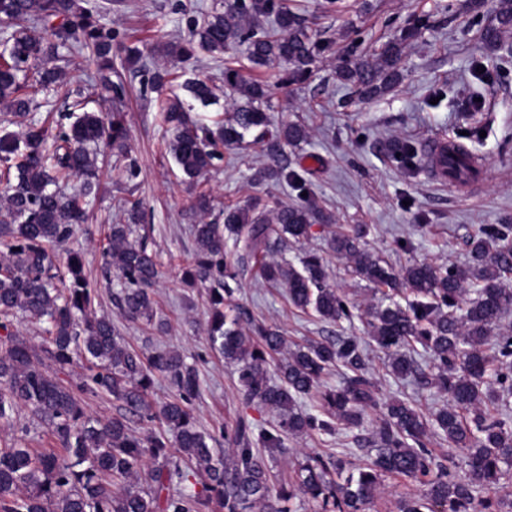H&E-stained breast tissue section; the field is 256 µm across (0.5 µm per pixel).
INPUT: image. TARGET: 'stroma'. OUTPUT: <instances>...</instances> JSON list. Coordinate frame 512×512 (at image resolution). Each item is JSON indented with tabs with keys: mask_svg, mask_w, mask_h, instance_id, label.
Listing matches in <instances>:
<instances>
[{
	"mask_svg": "<svg viewBox=\"0 0 512 512\" xmlns=\"http://www.w3.org/2000/svg\"><path fill=\"white\" fill-rule=\"evenodd\" d=\"M223 0H78L99 24L110 29L115 44L135 47L145 55L143 70H125L121 58L113 68L120 74L128 144L138 163L136 176L113 165L100 170L103 192L91 199L89 218L76 229L84 252L85 272L96 289L93 316L115 323L136 351L180 353L198 370L200 394L194 417L201 430L223 441L224 429L244 415L267 428L278 421L275 412L245 404L233 366L210 345L206 287L189 286L183 273L196 257L191 232L197 216L192 208L195 189L174 162L167 127L158 111L160 94L154 88L155 71L168 69L189 78L224 86V69L243 68L257 80L274 84L275 122H300L308 137L299 145L273 148L269 139L247 134L242 143L224 149L221 160L204 181L213 199L210 220L225 206L254 198L286 204L308 198L334 219L314 226L312 237L287 245L282 258L294 261L305 251L319 253L329 272V284L343 289L360 311L377 306L381 292L354 277L328 246L331 232L356 224L368 227L369 249L394 269L409 262L468 266L470 241L479 227L512 222V31L498 49L486 48L480 31L488 22L495 0H336L327 12L323 0H288L301 14L309 31L333 43L312 78L305 84L277 86L274 68H253L244 54L229 51L203 55L179 63L164 47L192 37L194 22L221 8ZM421 35L409 41L399 64L402 77L389 92L369 101L359 100L336 79L335 52L348 49L372 54L399 38L414 23ZM65 71L55 91L38 95L36 120L56 127L62 114L76 102L111 111V101L98 96L101 74L95 63L81 56H65ZM481 99L483 107L469 112L466 102ZM440 138L465 144L484 164V174L472 190L459 193L433 180L425 166L402 167L390 144L402 140L424 144ZM286 162L307 180L306 195L286 182L264 181L260 171ZM142 204L139 233L160 264L161 276L151 290L155 317L136 323L121 318L113 295L118 279L107 278L103 253L110 225L128 221L125 203ZM410 241V250L399 241ZM235 302L246 307L259 323L284 337L286 350L326 336L360 337L366 363L383 398L418 404L426 414L436 413L443 395L418 385L413 378L388 373L385 353L366 335L361 322L331 324L288 302L285 289L259 279L252 265L240 269L231 281ZM375 414L361 426L333 435L319 433L290 437L286 452L264 450L276 486L292 488L294 471L306 458L334 456L355 471L375 454Z\"/></svg>",
	"mask_w": 512,
	"mask_h": 512,
	"instance_id": "stroma-1",
	"label": "stroma"
}]
</instances>
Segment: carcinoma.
Instances as JSON below:
<instances>
[{
	"instance_id": "1",
	"label": "carcinoma",
	"mask_w": 512,
	"mask_h": 512,
	"mask_svg": "<svg viewBox=\"0 0 512 512\" xmlns=\"http://www.w3.org/2000/svg\"><path fill=\"white\" fill-rule=\"evenodd\" d=\"M54 40L27 33L54 19ZM512 30V0H499L481 38L495 49ZM419 33L414 25L370 56L347 51L336 57V78L361 99L390 89L399 79L405 42ZM331 43L317 40L285 0H224L223 10L204 15L192 39L168 46L167 54L183 61L201 52L241 48L256 67L280 66L279 83L301 85L313 75ZM90 51L98 65L112 68V32L79 11L76 0H0V106L13 114L32 110L30 61H39L37 84L48 90L63 78L53 64L61 51ZM168 70L154 76L162 91L175 84L203 107L215 103L204 80L178 82ZM224 87L235 105L224 126L213 129L190 115L178 94L163 99L160 111L172 133L169 151L189 183L197 184L223 155L224 146L240 142L252 130L289 145L307 138L304 125L272 126L270 85L238 69L224 70ZM124 112L83 111L68 130L51 137L30 121L20 134L0 136V427L13 428L20 407L44 422L61 450H32L18 438L0 448V512H245L256 503L266 512L293 493L274 490L271 470L256 449L285 450L288 436L317 431L335 434L360 423L366 410L378 413L376 454L357 473L343 475L341 464L321 457L300 464L297 489L321 503L322 512H361L384 475L408 479L424 493L399 502L398 512H492V502L477 492L495 488L512 466V417L504 399L512 394V224H491L471 240L472 262L461 268L413 262L397 273L361 246V226L333 233L330 249L350 263L351 273L377 289H407V307L392 302L364 314L347 295L328 283L324 259L311 251L299 264L274 259L289 240L312 236L316 224L333 219L308 202L270 207L259 201L224 210V224L206 220L193 225L194 264L184 272L191 284L209 289L208 336L212 346L235 367L246 403L278 413L277 425L255 431L243 418L224 430L236 447L233 456L211 446L213 438L198 430L192 401L199 392L195 366L172 351L145 355L133 350L107 317H89L94 289L84 273L83 253L67 251L68 284L60 288L52 248L69 240L74 226L86 219L88 198L101 190L95 146L112 148L116 161L128 160ZM82 179L75 193L66 183ZM131 223L112 224L105 264L123 288L117 293L120 315L129 321L152 320L149 288L159 278L155 255L136 235L140 202H128ZM253 263L257 275L287 288L288 301L322 321L351 323L359 319L388 357L398 377L417 375L437 388L446 403L434 417L400 400H384L367 375L363 349L355 336L310 341L279 364V380L267 366L281 353L284 338L256 324L232 299L228 280L236 266ZM46 325L40 349L13 331L17 316ZM499 330L494 343L490 335ZM420 345L429 355L430 372L418 370L405 349ZM345 369L342 384L321 390V376L332 366ZM80 366L83 378L64 384ZM166 378L175 398L161 405L152 400L156 376ZM105 393L142 420L164 427L159 435L141 437L127 415L92 418L81 396ZM305 397L318 400L320 414L301 410ZM438 433L448 445L467 451V470L453 476L427 448ZM188 484L177 495L169 485ZM201 488H196V485Z\"/></svg>"
}]
</instances>
